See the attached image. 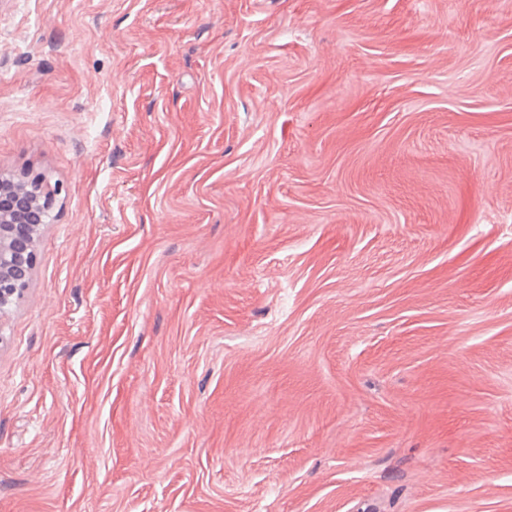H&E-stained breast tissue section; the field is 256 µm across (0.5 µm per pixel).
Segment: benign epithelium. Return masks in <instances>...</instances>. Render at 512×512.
<instances>
[{"label": "benign epithelium", "mask_w": 512, "mask_h": 512, "mask_svg": "<svg viewBox=\"0 0 512 512\" xmlns=\"http://www.w3.org/2000/svg\"><path fill=\"white\" fill-rule=\"evenodd\" d=\"M54 196L48 186L39 195L5 189L0 179V326L29 288L43 228L39 218Z\"/></svg>", "instance_id": "1"}]
</instances>
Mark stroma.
Here are the masks:
<instances>
[{"label": "stroma", "instance_id": "obj_1", "mask_svg": "<svg viewBox=\"0 0 512 512\" xmlns=\"http://www.w3.org/2000/svg\"><path fill=\"white\" fill-rule=\"evenodd\" d=\"M0 512H512V0H0ZM55 189L45 184L41 194L4 189L0 179V327L11 307L28 290L36 263L39 234L49 219ZM38 218V221H36ZM36 222L30 224L29 222Z\"/></svg>", "mask_w": 512, "mask_h": 512}]
</instances>
